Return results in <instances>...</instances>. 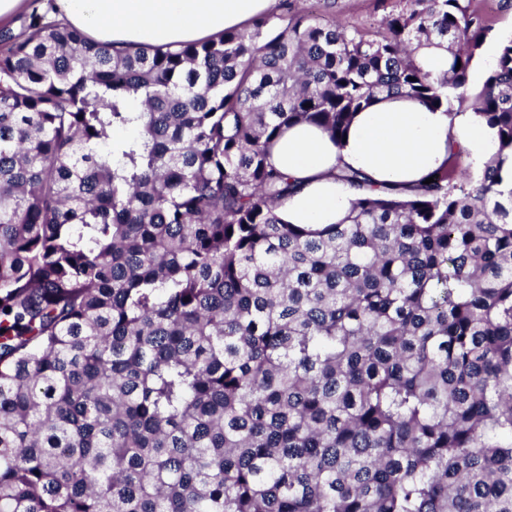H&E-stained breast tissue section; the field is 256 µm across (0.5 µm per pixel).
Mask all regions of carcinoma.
Listing matches in <instances>:
<instances>
[{
  "mask_svg": "<svg viewBox=\"0 0 512 512\" xmlns=\"http://www.w3.org/2000/svg\"><path fill=\"white\" fill-rule=\"evenodd\" d=\"M491 29L481 0L175 51L0 29V512H512V38L468 87ZM380 95L472 100L481 178L344 169L341 220L286 222L274 142Z\"/></svg>",
  "mask_w": 512,
  "mask_h": 512,
  "instance_id": "obj_1",
  "label": "carcinoma"
}]
</instances>
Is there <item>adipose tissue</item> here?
<instances>
[{
    "mask_svg": "<svg viewBox=\"0 0 512 512\" xmlns=\"http://www.w3.org/2000/svg\"><path fill=\"white\" fill-rule=\"evenodd\" d=\"M72 27L116 48H163L244 29L260 14H275L279 0H57ZM484 161L496 150L491 130L476 113L449 121L445 112L403 98H388L355 115L344 140L322 129H286L271 149L273 164L299 188L279 209L292 224H333L352 193L338 169L365 173L374 185L413 186L440 168L451 151Z\"/></svg>",
    "mask_w": 512,
    "mask_h": 512,
    "instance_id": "adipose-tissue-1",
    "label": "adipose tissue"
}]
</instances>
